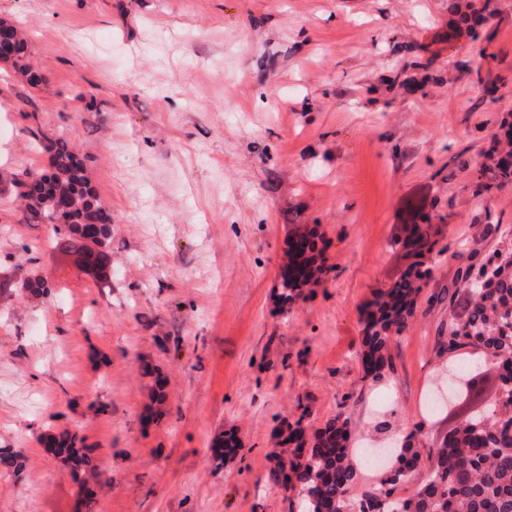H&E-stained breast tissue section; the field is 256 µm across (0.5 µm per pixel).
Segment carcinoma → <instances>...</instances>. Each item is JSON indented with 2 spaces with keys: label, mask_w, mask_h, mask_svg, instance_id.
Here are the masks:
<instances>
[{
  "label": "carcinoma",
  "mask_w": 512,
  "mask_h": 512,
  "mask_svg": "<svg viewBox=\"0 0 512 512\" xmlns=\"http://www.w3.org/2000/svg\"><path fill=\"white\" fill-rule=\"evenodd\" d=\"M16 38L15 55L8 60L14 69L35 85L39 75L31 67L25 32L5 20ZM49 155V180L44 193L29 197L28 181L33 171L17 181L18 197L25 201L24 219L31 224L53 225L48 244L86 267L96 264L112 281L110 246L112 213L98 199L87 165L68 142L57 139L45 144ZM481 175L498 185L512 183V165L496 164ZM412 254L417 258L388 289L379 293L362 319L361 361L366 375L381 377L390 359L392 342L410 324L430 269H421L420 258L431 251L428 232L415 227ZM312 255L291 249L281 271L279 299L282 311L290 309L311 283L308 261ZM16 291L47 293L41 276L15 279L0 277V295ZM460 310H450L448 335L439 336V349L450 355L466 348L479 350L484 359L453 365L461 378L456 402L470 382L498 372L497 397L481 410L460 418L443 438L429 448L419 447L420 431L404 436L394 450V460L381 466V478L356 495L360 457L350 448L353 424L339 412L321 428L303 424L306 413L281 428L283 443L270 456L268 481L285 491L298 493L302 512H512V251L495 249L460 270L450 301ZM53 445L66 452L76 468L92 463L90 449L76 447V440L62 434ZM426 479L409 497L398 495L418 467Z\"/></svg>",
  "instance_id": "carcinoma-1"
}]
</instances>
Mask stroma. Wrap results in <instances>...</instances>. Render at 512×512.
Segmentation results:
<instances>
[{
  "instance_id": "stroma-1",
  "label": "stroma",
  "mask_w": 512,
  "mask_h": 512,
  "mask_svg": "<svg viewBox=\"0 0 512 512\" xmlns=\"http://www.w3.org/2000/svg\"><path fill=\"white\" fill-rule=\"evenodd\" d=\"M42 81L0 63V512H289L278 430L345 413L352 448L448 431L436 336L473 253L512 246V184L478 186L512 120V0H0ZM84 157L112 213V283L53 252L13 180L39 137ZM436 252L381 380L361 312ZM324 254L281 313L297 230ZM392 424L377 432L379 420ZM82 439L72 472L46 435ZM238 450L217 459L218 436ZM47 282L42 276H25L15 279L9 277H0V295L10 294L16 291L28 292L34 295H43L47 293Z\"/></svg>"
}]
</instances>
